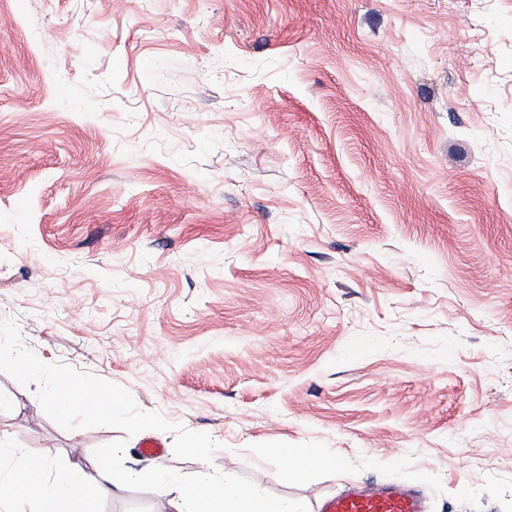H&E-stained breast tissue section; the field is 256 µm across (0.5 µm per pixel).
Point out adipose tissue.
<instances>
[{
	"label": "adipose tissue",
	"mask_w": 512,
	"mask_h": 512,
	"mask_svg": "<svg viewBox=\"0 0 512 512\" xmlns=\"http://www.w3.org/2000/svg\"><path fill=\"white\" fill-rule=\"evenodd\" d=\"M81 482L91 483L96 495L109 494L110 462L101 459L93 472L69 470L61 476L52 472L49 463L36 467L21 462L13 480L0 485V512H57V505L69 501L92 507V499L77 488ZM170 507L172 512H295L287 501L236 484L221 475L181 483L178 497Z\"/></svg>",
	"instance_id": "obj_1"
}]
</instances>
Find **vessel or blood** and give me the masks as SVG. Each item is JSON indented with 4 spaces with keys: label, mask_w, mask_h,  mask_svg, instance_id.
<instances>
[{
    "label": "vessel or blood",
    "mask_w": 512,
    "mask_h": 512,
    "mask_svg": "<svg viewBox=\"0 0 512 512\" xmlns=\"http://www.w3.org/2000/svg\"><path fill=\"white\" fill-rule=\"evenodd\" d=\"M317 512H427V505L414 486L363 484L323 498Z\"/></svg>",
    "instance_id": "vessel-or-blood-1"
}]
</instances>
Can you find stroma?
Instances as JSON below:
<instances>
[{
	"label": "stroma",
	"instance_id": "35a3bbf8",
	"mask_svg": "<svg viewBox=\"0 0 512 512\" xmlns=\"http://www.w3.org/2000/svg\"><path fill=\"white\" fill-rule=\"evenodd\" d=\"M0 350V482L512 512V0H0ZM97 402L96 394H85V403L87 406L92 407ZM125 405V397L117 395L110 390L106 395H99L97 404L92 408L94 411H107L114 413L123 409ZM333 467L335 461L324 448H304L296 455L292 470L297 478H303L311 471ZM317 512H427V505L416 486L363 484L323 498Z\"/></svg>",
	"mask_w": 512,
	"mask_h": 512
}]
</instances>
